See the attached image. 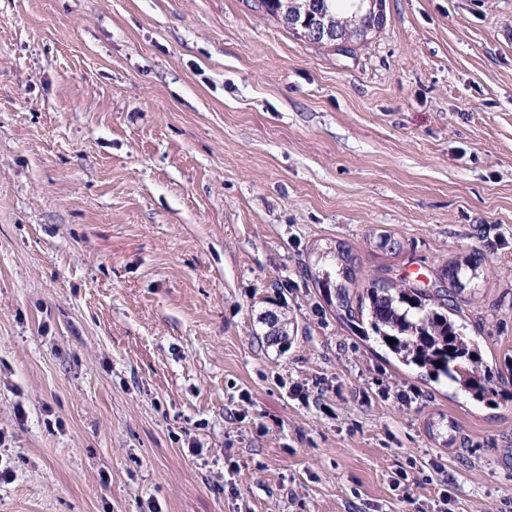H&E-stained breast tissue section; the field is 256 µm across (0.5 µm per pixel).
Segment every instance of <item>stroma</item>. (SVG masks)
<instances>
[{
  "label": "stroma",
  "instance_id": "35a3bbf8",
  "mask_svg": "<svg viewBox=\"0 0 512 512\" xmlns=\"http://www.w3.org/2000/svg\"><path fill=\"white\" fill-rule=\"evenodd\" d=\"M384 14L0 0V512H512V0ZM336 241L354 298L484 256L492 402L327 304Z\"/></svg>",
  "mask_w": 512,
  "mask_h": 512
}]
</instances>
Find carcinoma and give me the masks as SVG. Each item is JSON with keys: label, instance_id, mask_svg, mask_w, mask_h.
Masks as SVG:
<instances>
[{"label": "carcinoma", "instance_id": "carcinoma-1", "mask_svg": "<svg viewBox=\"0 0 512 512\" xmlns=\"http://www.w3.org/2000/svg\"><path fill=\"white\" fill-rule=\"evenodd\" d=\"M365 0H295L291 11L297 15L296 29L300 23L312 26L330 25L331 33L344 27V23L362 15ZM332 262L331 268L321 271L315 278L317 287L327 294L328 302H336L337 309H349L348 284L354 281V258L351 250L342 243L322 253ZM485 258L472 252L445 265L433 288H416L401 285L388 279L371 282L366 288L369 302L368 323H359L365 337H374L406 366L424 369L435 382L442 380L456 389L470 394L477 401L491 395L485 378V365L479 346L461 332V328L448 316L454 306L445 284L462 292L467 288L462 281V271H477ZM395 342L389 343L387 339Z\"/></svg>", "mask_w": 512, "mask_h": 512}]
</instances>
